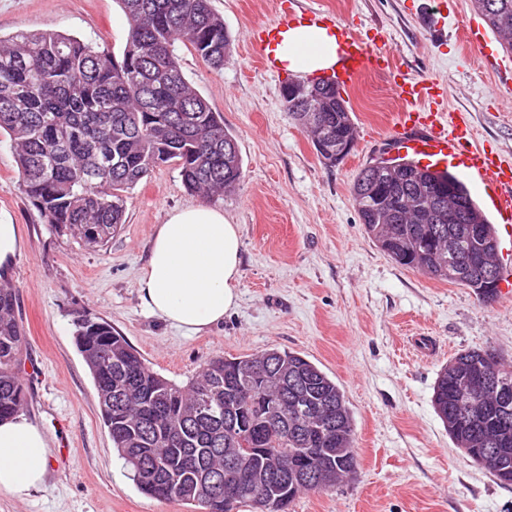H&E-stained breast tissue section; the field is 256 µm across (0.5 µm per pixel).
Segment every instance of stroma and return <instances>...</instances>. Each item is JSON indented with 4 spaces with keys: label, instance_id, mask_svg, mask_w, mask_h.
Here are the masks:
<instances>
[{
    "label": "stroma",
    "instance_id": "obj_1",
    "mask_svg": "<svg viewBox=\"0 0 512 512\" xmlns=\"http://www.w3.org/2000/svg\"><path fill=\"white\" fill-rule=\"evenodd\" d=\"M332 11L361 34L383 32L392 72H368L343 93L357 140L334 166L318 157L286 111V76L265 72L246 41L273 19L275 0H211L234 42L216 69L194 50H177L191 85L223 113L245 176L232 194L188 192L177 167L163 164L129 194L120 230L88 249L55 235L22 194L14 150L0 135V219L18 226L23 250L0 277L16 290L26 336L21 376L24 417L50 439L44 486L0 512H194L142 494L104 426L73 320L87 311L110 323L165 378L186 383L211 357L268 349L297 352L342 389L354 423L359 466L345 483L301 493L288 512H512V487L458 449L436 414L433 386L458 353L484 349L512 365V299L482 300L471 288L397 264L364 231L351 187L380 156L401 102L395 77L433 79L443 112L468 116L476 141L512 158V87L496 83L481 55L503 57L494 35L468 43L478 22L470 0L432 15L429 0H298ZM55 32L121 55L128 23L118 0H0V34ZM188 205L222 209L240 228L236 307L223 322L188 334L155 316L139 297L157 224ZM438 351L420 356L412 337Z\"/></svg>",
    "mask_w": 512,
    "mask_h": 512
}]
</instances>
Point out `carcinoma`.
<instances>
[{
  "label": "carcinoma",
  "mask_w": 512,
  "mask_h": 512,
  "mask_svg": "<svg viewBox=\"0 0 512 512\" xmlns=\"http://www.w3.org/2000/svg\"><path fill=\"white\" fill-rule=\"evenodd\" d=\"M129 24L121 58L74 37L18 33L0 37V133L16 150L18 182L43 223L59 237L90 249L105 245L123 224L127 193L154 168L173 163L192 193L222 196L243 178V160L224 116L186 81L177 48L191 47L216 69L231 57L232 38L210 0H118ZM502 47L512 53V0H471ZM282 87L285 108L316 140L302 97H322V114L337 144L354 145L355 130L335 83H302L299 95ZM366 233L392 260L448 279V252L474 250L462 225L478 224L494 281H500L493 225L456 174H434L403 158L380 157L360 170L351 189ZM458 223H448V197ZM13 287L0 283V419L25 405L19 376L25 340L14 310ZM75 343L97 391L112 445L138 490L193 505L201 512H287L302 491L334 488L356 472L354 428L342 389L296 352L268 350L246 357L215 356L186 384L150 369L126 338L99 317L79 314ZM481 356L469 350L439 373L434 409L455 444L479 437L485 447L502 420L512 433V404L484 399L473 409V429H450L460 373ZM264 364L277 382L251 375ZM240 395V425L224 428L225 397ZM244 452V473L231 502L210 476Z\"/></svg>",
  "instance_id": "1"
}]
</instances>
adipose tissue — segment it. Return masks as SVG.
<instances>
[{"label": "adipose tissue", "instance_id": "ef3b65f1", "mask_svg": "<svg viewBox=\"0 0 512 512\" xmlns=\"http://www.w3.org/2000/svg\"><path fill=\"white\" fill-rule=\"evenodd\" d=\"M240 275L238 225L223 210L189 206L168 212L157 225L140 295L153 315L198 333L221 323L236 306ZM49 455L38 426L22 416L1 421L0 493L22 499L40 489Z\"/></svg>", "mask_w": 512, "mask_h": 512}]
</instances>
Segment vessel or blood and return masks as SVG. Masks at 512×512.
Returning a JSON list of instances; mask_svg holds the SVG:
<instances>
[{
	"label": "vessel or blood",
	"instance_id": "1",
	"mask_svg": "<svg viewBox=\"0 0 512 512\" xmlns=\"http://www.w3.org/2000/svg\"><path fill=\"white\" fill-rule=\"evenodd\" d=\"M301 27L326 32L336 39L335 64L312 71V78L348 87L364 72L392 68L388 55L375 52L372 39L362 38L324 11L300 9L295 0H277L273 21L252 26L246 33L265 71L287 74L288 61L282 48L289 34ZM397 88L403 103L393 125L399 152L433 171L455 169L484 195L499 224L512 225V160L477 147L466 116L448 118L435 110L440 98L436 83L403 79Z\"/></svg>",
	"mask_w": 512,
	"mask_h": 512
}]
</instances>
